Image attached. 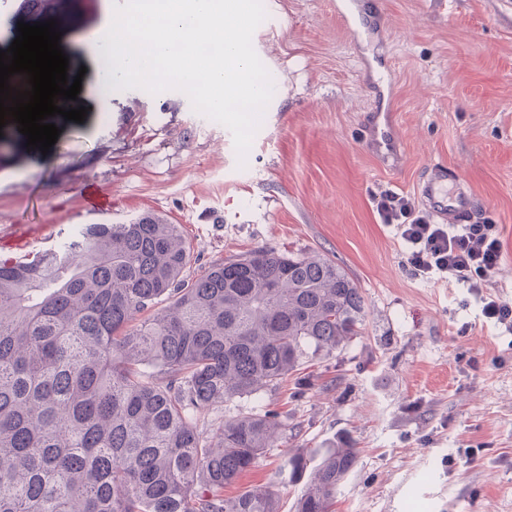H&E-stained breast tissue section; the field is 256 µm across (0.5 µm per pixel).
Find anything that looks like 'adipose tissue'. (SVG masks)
<instances>
[{
  "instance_id": "ef3b65f1",
  "label": "adipose tissue",
  "mask_w": 512,
  "mask_h": 512,
  "mask_svg": "<svg viewBox=\"0 0 512 512\" xmlns=\"http://www.w3.org/2000/svg\"><path fill=\"white\" fill-rule=\"evenodd\" d=\"M223 13L222 0H184L182 10L171 13L168 29L157 33L116 25L111 0H104L100 15L80 35L78 48L87 67V77L81 82V92L93 105L102 107L99 96L102 86H119L129 79L154 81L174 77L181 82L200 87L225 86L237 83L250 70L237 28L218 27ZM191 30L194 37L219 36L224 49L221 62L197 71L185 68L170 52V37ZM114 60L112 68L101 65L102 57Z\"/></svg>"
}]
</instances>
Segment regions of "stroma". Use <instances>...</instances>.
I'll use <instances>...</instances> for the list:
<instances>
[{"label":"stroma","mask_w":512,"mask_h":512,"mask_svg":"<svg viewBox=\"0 0 512 512\" xmlns=\"http://www.w3.org/2000/svg\"><path fill=\"white\" fill-rule=\"evenodd\" d=\"M246 2L242 43L275 77L261 112L206 114L179 84L130 81L84 122L53 117L48 153L4 138L0 259L147 210L181 225L195 273L255 247L325 254L361 288L366 335L311 361L303 394L216 408L231 419L267 407L285 424L239 487L346 432L361 454L336 512H512V334L463 285L414 276L372 203L417 198L426 168L446 165L501 230L490 292L512 303V0ZM98 10L55 0L71 72L84 64L73 35ZM373 113L390 119L394 151L366 139ZM90 181L107 210H87Z\"/></svg>","instance_id":"35a3bbf8"}]
</instances>
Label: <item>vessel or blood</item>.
<instances>
[{"mask_svg": "<svg viewBox=\"0 0 512 512\" xmlns=\"http://www.w3.org/2000/svg\"><path fill=\"white\" fill-rule=\"evenodd\" d=\"M418 192L425 207L445 221L463 224L475 216L471 196L442 164L430 165L428 175L418 186Z\"/></svg>", "mask_w": 512, "mask_h": 512, "instance_id": "1", "label": "vessel or blood"}]
</instances>
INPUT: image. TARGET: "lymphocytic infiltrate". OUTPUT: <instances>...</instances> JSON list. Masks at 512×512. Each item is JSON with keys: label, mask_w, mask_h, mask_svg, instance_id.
<instances>
[{"label": "lymphocytic infiltrate", "mask_w": 512, "mask_h": 512, "mask_svg": "<svg viewBox=\"0 0 512 512\" xmlns=\"http://www.w3.org/2000/svg\"><path fill=\"white\" fill-rule=\"evenodd\" d=\"M381 223L395 227L407 244L406 262L414 275L439 274L480 294L482 313L512 334V304L487 294L486 287L503 259L498 225L488 218L469 224H434L411 198L384 192L374 198Z\"/></svg>", "instance_id": "lymphocytic-infiltrate-1"}]
</instances>
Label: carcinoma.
I'll use <instances>...</instances> for the list:
<instances>
[{
	"mask_svg": "<svg viewBox=\"0 0 512 512\" xmlns=\"http://www.w3.org/2000/svg\"><path fill=\"white\" fill-rule=\"evenodd\" d=\"M191 261L181 225L149 211L0 261V512H279L270 487L224 488L280 414L204 421L364 338V296L319 253ZM358 461L341 437L277 479L304 482L296 512H336Z\"/></svg>",
	"mask_w": 512,
	"mask_h": 512,
	"instance_id": "carcinoma-1",
	"label": "carcinoma"
}]
</instances>
